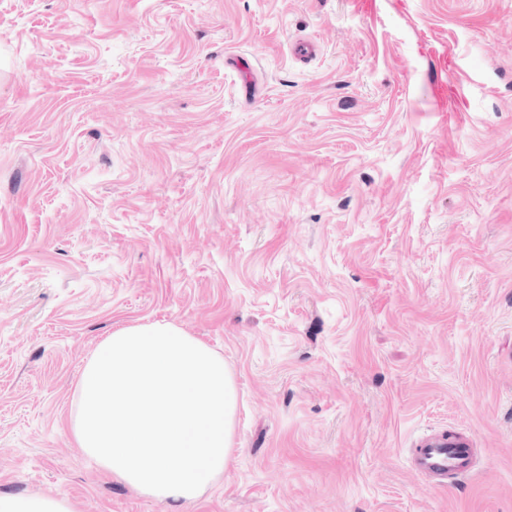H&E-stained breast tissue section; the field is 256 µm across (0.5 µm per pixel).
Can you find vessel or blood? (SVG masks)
Masks as SVG:
<instances>
[{"label":"vessel or blood","instance_id":"obj_1","mask_svg":"<svg viewBox=\"0 0 512 512\" xmlns=\"http://www.w3.org/2000/svg\"><path fill=\"white\" fill-rule=\"evenodd\" d=\"M474 439L461 431L436 432L418 438L408 453L410 465L444 485L456 476L470 473L474 463Z\"/></svg>","mask_w":512,"mask_h":512}]
</instances>
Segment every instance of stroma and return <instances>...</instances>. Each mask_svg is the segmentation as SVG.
Masks as SVG:
<instances>
[{
    "label": "stroma",
    "instance_id": "stroma-1",
    "mask_svg": "<svg viewBox=\"0 0 512 512\" xmlns=\"http://www.w3.org/2000/svg\"><path fill=\"white\" fill-rule=\"evenodd\" d=\"M511 80L512 0H0V494L172 512L70 425L171 323L237 389L183 512H512ZM474 439L466 432H436L418 438L409 448L408 461L434 485H446L456 476L469 474L474 463Z\"/></svg>",
    "mask_w": 512,
    "mask_h": 512
}]
</instances>
